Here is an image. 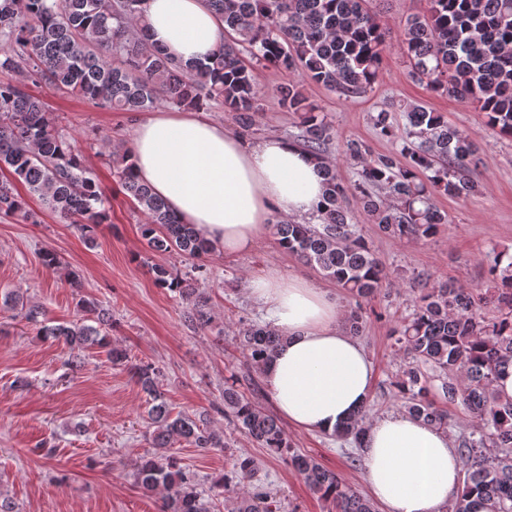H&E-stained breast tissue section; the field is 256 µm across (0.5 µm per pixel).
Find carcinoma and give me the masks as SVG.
I'll list each match as a JSON object with an SVG mask.
<instances>
[{
	"label": "carcinoma",
	"mask_w": 512,
	"mask_h": 512,
	"mask_svg": "<svg viewBox=\"0 0 512 512\" xmlns=\"http://www.w3.org/2000/svg\"><path fill=\"white\" fill-rule=\"evenodd\" d=\"M144 2L0 0V70L14 74L0 81V211L28 219L27 196H36L89 243L95 227L110 220L99 182L45 103L25 91L30 83L45 82L132 116L159 103L196 110L217 104L249 132L259 115L257 68L298 71L343 96L362 95L378 79L388 45V32L368 0H210L229 39L205 60L187 65L151 41ZM399 43L415 80L472 101L488 126L512 136V0H429L427 13L406 17ZM278 97L297 116L295 143L320 161L326 186L325 205L314 215L318 225L283 218L275 224L279 243L356 299L374 296L387 275L357 230L348 195L382 234L413 240L430 238L448 223L433 202L435 194L462 198L479 191L476 145L437 112L410 105L403 129L390 121L388 110L377 112L374 128L399 140V153L376 157L366 145L347 144L346 154L359 169L357 179L346 183L325 157L332 126L303 85L291 81L279 87ZM110 158L122 190L145 217L141 234L151 252L199 258L215 251L136 178L128 151H114ZM20 185L26 194L18 191ZM504 258L491 255V285L483 292L448 283L423 289L394 331V346L407 363L393 386L406 412L446 429L448 405L460 404L476 421L475 432L460 443L466 468L449 512H512V397L496 390L499 376L512 368V257L506 265ZM151 271L159 287L178 294L189 328L209 325V296L194 279L162 265ZM490 304L497 311L492 318L484 314ZM0 306L24 319L41 339H63L75 369L84 366L83 353L93 347L107 349L115 365L128 360L101 332L112 313L95 299L78 300L89 324L50 325L39 306L17 294L4 295ZM280 342L270 328L250 323L238 336L244 358L259 372ZM131 373L149 397L147 415L156 426L154 451L139 461L134 482L144 492L167 491L162 512H208L207 497L232 501V512H281V502L264 487H244L256 472L249 456L230 455L229 469L203 489L171 449L182 442L204 452L225 449L223 436L210 428L207 413L171 415L158 367L135 365ZM433 391L439 400L431 397ZM217 412L280 456L330 512H376L371 500L335 472L292 450L279 422L239 390L237 379L224 381V407ZM364 431L362 410L334 435L358 448Z\"/></svg>",
	"instance_id": "obj_1"
}]
</instances>
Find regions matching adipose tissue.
<instances>
[{
  "instance_id": "adipose-tissue-1",
  "label": "adipose tissue",
  "mask_w": 512,
  "mask_h": 512,
  "mask_svg": "<svg viewBox=\"0 0 512 512\" xmlns=\"http://www.w3.org/2000/svg\"><path fill=\"white\" fill-rule=\"evenodd\" d=\"M155 43L181 63L202 61L223 37L208 0H146ZM132 161L184 224L225 255L250 250L273 217L315 213L324 200L317 161L277 137L250 144L194 110L155 112L133 128ZM249 293L282 338L263 367L265 386L289 425L333 433L367 402L374 366L342 327L328 292L269 270ZM361 454L383 512H445L460 485L462 459L446 430L406 414L370 421Z\"/></svg>"
}]
</instances>
